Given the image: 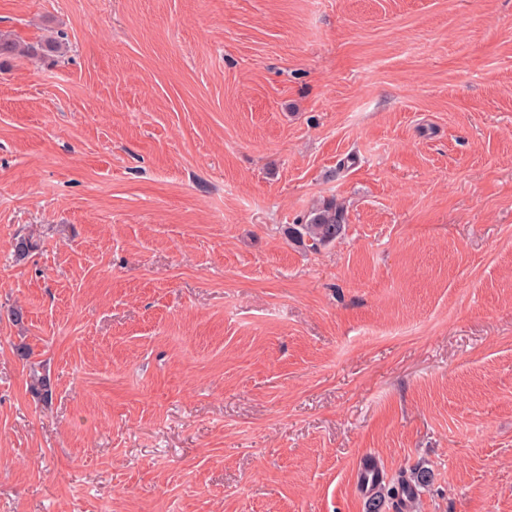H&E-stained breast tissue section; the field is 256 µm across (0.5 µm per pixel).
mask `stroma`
<instances>
[{
  "label": "stroma",
  "mask_w": 512,
  "mask_h": 512,
  "mask_svg": "<svg viewBox=\"0 0 512 512\" xmlns=\"http://www.w3.org/2000/svg\"><path fill=\"white\" fill-rule=\"evenodd\" d=\"M0 34L65 45L0 57V512H369L368 457L429 474L380 512H512V0ZM344 229L342 211L333 201H327L313 208L304 223L288 227V234L296 242L318 250L340 238Z\"/></svg>",
  "instance_id": "obj_1"
}]
</instances>
